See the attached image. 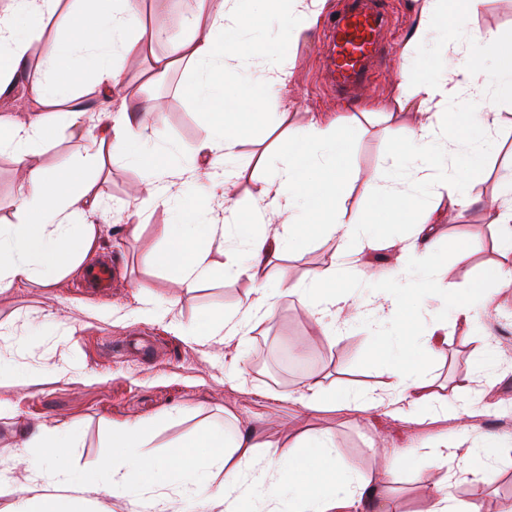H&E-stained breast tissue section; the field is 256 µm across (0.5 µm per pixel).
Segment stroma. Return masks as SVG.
Here are the masks:
<instances>
[{"label":"stroma","instance_id":"35a3bbf8","mask_svg":"<svg viewBox=\"0 0 512 512\" xmlns=\"http://www.w3.org/2000/svg\"><path fill=\"white\" fill-rule=\"evenodd\" d=\"M391 19L383 34L387 58L360 104L336 96L325 83L329 46L322 29L300 36L291 48L288 66L292 78L278 98L261 102L263 112L284 113V123L306 125L315 112L352 118L350 163L352 190L346 201V218L365 220L372 202L364 185L384 156L390 155L405 137L414 115L400 113L392 125L376 117V110L392 101L398 74L404 63L397 50L413 22L411 0H378ZM140 58H128L124 80L132 99L160 102L162 145L188 155L200 137L203 113L197 112L185 94L191 79L179 67L154 83H147ZM492 136L495 151L480 164L466 170L474 204L460 217L440 216L435 224L433 249L442 261L441 284L465 288L499 256L493 245V216L488 208L505 168L512 166V100L497 105ZM275 137L265 124H258L239 148L245 166L234 186V196L254 194L262 181L279 167ZM87 140L60 127L30 163L52 168L85 154ZM265 156L263 165L255 157ZM95 191L108 204L93 263L110 262L114 268L107 292L80 288L78 274H70L52 287L17 288L0 295V356L12 372L34 375L35 385L21 387L0 376V401L16 407L30 428L67 427L76 446L64 465L74 472L99 463L108 453L112 423L127 419L160 418L159 430L149 455L164 453L168 446L192 431L212 423H223L233 414L244 424L255 426L265 438L291 443L307 431L330 435L346 462L366 478L390 488L394 512H424L443 470L416 465L383 473L372 445L382 438L406 446L419 443L426 433L418 427L391 419L385 411L364 417L345 410L307 411L289 399V392L311 377L322 378L335 389L364 387L388 392L391 380L373 363L375 338L369 319L326 336L317 332L297 296L283 293L276 299L272 319L259 325L241 348L189 337L141 315L140 302L170 307V318L186 326H201L208 313L230 310L251 288L243 278L217 277L202 288H180L172 269L151 262V254L162 248L161 225L172 223V215L157 209L137 215L133 200L141 181L140 171L115 162L94 174ZM471 244L473 253L461 259L449 250V239ZM333 239L317 236L299 244L271 270L272 286L303 280L329 259ZM496 311L485 316L479 327L452 322L448 338L436 351L425 373L428 389L438 399L455 400L460 382L475 376V391L486 401H512V366L490 374L477 371L476 352L487 340L512 346V296L498 297ZM156 339L152 354L126 355L123 344L133 336ZM80 366V373L58 376L63 366ZM496 476L481 493V512H505L512 506V450L502 449L495 462Z\"/></svg>","mask_w":512,"mask_h":512}]
</instances>
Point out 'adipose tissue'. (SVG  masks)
Here are the masks:
<instances>
[{"mask_svg":"<svg viewBox=\"0 0 512 512\" xmlns=\"http://www.w3.org/2000/svg\"><path fill=\"white\" fill-rule=\"evenodd\" d=\"M481 2L412 0L416 22L405 48L417 57L414 68H402L394 103L415 109L419 121L407 128L404 144L366 184L367 193L385 209L409 218L411 234L396 241L382 225L344 219L350 182L343 159L350 121L343 116L315 115L307 125L289 128L279 146L282 168L247 201H238L231 191L237 172L229 164L260 117L257 102L276 97L287 83L290 73L283 61L293 42L318 25L325 0H200L181 36L163 20L166 0H154L157 19L150 26L142 22L139 0H72L66 36L46 45L43 67L28 84L30 96L50 112L34 114L25 123L0 116V152L25 163L54 126L88 130L95 149L66 167L27 168L16 220L0 224V294L30 284L52 286L95 251L101 230L97 217L106 205L94 192L89 173L106 155L140 168L142 182L135 196L140 212L162 207L175 216L174 223L161 228L164 247L153 253L155 265L177 269L181 287L189 290L220 270L251 282L235 310L208 318L200 333L208 341L243 345L259 324L272 318L276 291L270 286V270L312 230L334 235L336 249L290 292L328 336L365 315L358 288L370 271L359 263V255L392 250L397 265L384 279L374 325L383 336L375 360L395 378V395L386 399L337 392L313 377L291 397L312 412L345 407L367 416L384 407L405 423L457 421L454 436L441 434L418 449L382 448L378 454L384 464L396 467L417 457L428 466L447 465L428 512H479L476 501L457 499L451 488L461 479L479 492L490 481L498 451L512 446V436L480 432L472 420L490 410L512 413V402L487 404L469 395L442 403L427 392L417 375L427 369L448 322L433 319L427 335L409 336L434 282L427 273L404 278L400 272L418 253L431 251L440 208L459 215L472 205L463 171L493 150L488 112L500 99H512V41L493 30L467 27ZM60 3L0 0V95L14 87L32 43L42 37L45 19L56 14ZM256 16L277 23L281 32L277 62L264 70L239 50L241 42L262 37L263 28L252 23ZM439 34L451 45L449 72L428 74L421 52ZM162 41L169 43L170 53L155 54L154 46ZM134 54L144 56L159 76L182 62L191 67L187 93L195 109L210 116L194 157L180 159L157 144L158 123L149 117L150 106L130 108L123 65ZM89 72L107 104L95 116L73 92L77 78ZM200 171L208 178L201 199L172 191L170 178L190 179ZM215 199L223 201L230 221L213 223L209 203ZM491 208L499 260L448 300L452 320L469 326L478 324L501 294L512 292L511 170L501 175ZM218 239L227 256L220 270L210 259V245ZM155 426L143 419L113 424L111 458L80 476L62 466L74 446L69 430L21 429L24 451L15 463L45 491L34 497L29 487L0 477V512H88L90 494L101 492L152 512H177L172 499L156 495L162 486L187 496L206 495L220 512H281L285 503L293 512H390L388 493L345 464L323 433L303 435L293 450L279 452L255 427L212 425L174 444L164 456L149 458L143 449ZM31 448L36 458H29Z\"/></svg>","mask_w":512,"mask_h":512,"instance_id":"1","label":"adipose tissue"}]
</instances>
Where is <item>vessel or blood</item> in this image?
<instances>
[{"label":"vessel or blood","instance_id":"vessel-or-blood-1","mask_svg":"<svg viewBox=\"0 0 512 512\" xmlns=\"http://www.w3.org/2000/svg\"><path fill=\"white\" fill-rule=\"evenodd\" d=\"M389 24L374 0H348L329 36V79L337 92L355 98L375 76L379 38Z\"/></svg>","mask_w":512,"mask_h":512}]
</instances>
